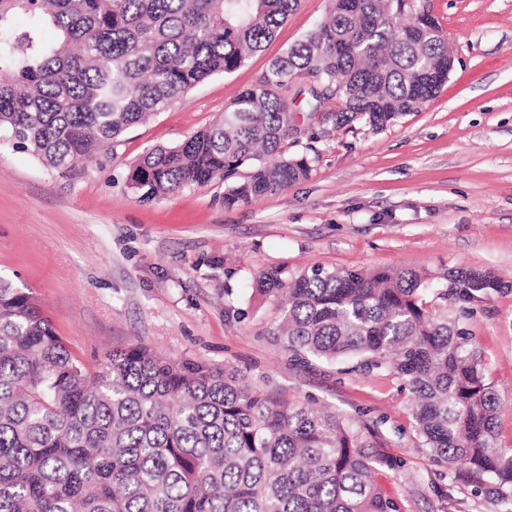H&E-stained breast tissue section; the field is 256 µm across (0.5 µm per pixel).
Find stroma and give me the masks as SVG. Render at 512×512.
Returning <instances> with one entry per match:
<instances>
[{
	"label": "stroma",
	"instance_id": "35a3bbf8",
	"mask_svg": "<svg viewBox=\"0 0 512 512\" xmlns=\"http://www.w3.org/2000/svg\"><path fill=\"white\" fill-rule=\"evenodd\" d=\"M454 69L436 98L375 133L307 126L316 82L291 79L310 172L251 205L224 206L223 180L141 199L139 157L206 128L311 30L328 0H301L263 51L213 76L68 173L0 147V277L29 293L88 367L142 345L164 357L234 367L290 406L314 403L365 421L396 465L378 480L399 512H501L462 473L438 466L412 428L413 396L360 358L293 359L272 336L278 309L253 293L265 267L410 268L434 286L451 270L504 283L461 323L497 396L495 443L512 449V0H429Z\"/></svg>",
	"mask_w": 512,
	"mask_h": 512
}]
</instances>
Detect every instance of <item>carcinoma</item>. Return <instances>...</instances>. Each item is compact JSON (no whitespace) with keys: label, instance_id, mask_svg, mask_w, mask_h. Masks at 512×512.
I'll return each instance as SVG.
<instances>
[{"label":"carcinoma","instance_id":"1","mask_svg":"<svg viewBox=\"0 0 512 512\" xmlns=\"http://www.w3.org/2000/svg\"><path fill=\"white\" fill-rule=\"evenodd\" d=\"M299 0H0V144L63 173L207 78L263 50ZM31 28H13L18 13ZM56 32L43 41L42 23ZM451 52L423 0H332L326 15L241 92L224 116L132 166L144 199L216 178L224 207L306 177L286 157L297 132L288 80L315 78L309 112L338 131L382 132L448 81ZM250 172L237 179L239 169ZM427 301L411 269H261L253 290L281 299L273 335L299 357L362 356L416 399L432 460L512 498V451L494 442L496 397L470 333L448 315L505 284L451 271ZM394 467L379 434L311 405L274 403L233 368L189 365L139 345L97 368L75 356L30 294L0 279V512H397L375 480Z\"/></svg>","mask_w":512,"mask_h":512}]
</instances>
